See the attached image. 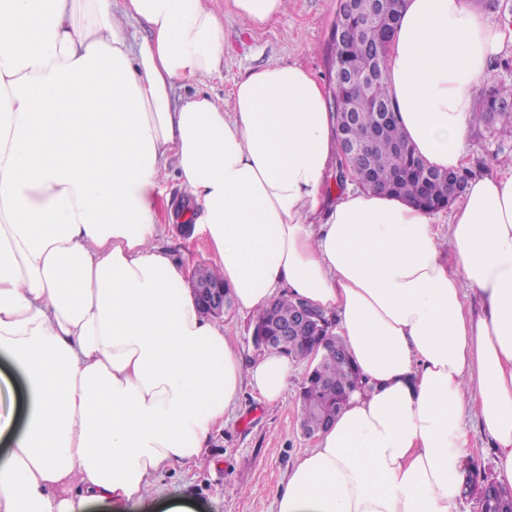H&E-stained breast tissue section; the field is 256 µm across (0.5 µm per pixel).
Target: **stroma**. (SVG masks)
<instances>
[{"label": "stroma", "mask_w": 512, "mask_h": 512, "mask_svg": "<svg viewBox=\"0 0 512 512\" xmlns=\"http://www.w3.org/2000/svg\"><path fill=\"white\" fill-rule=\"evenodd\" d=\"M224 27V65L207 84L186 83L182 97L204 91L228 98L247 73L268 66L298 63L322 85L331 81L329 43L335 0H287L285 15L262 28L239 18L231 0H210ZM502 116L470 130V171H492V156L512 153V141L499 137ZM304 372H297L275 403L243 387L234 412L216 430L199 464L174 469L159 482L168 495L189 500L196 512H276L277 489L288 470L314 440L300 429L298 396Z\"/></svg>", "instance_id": "1"}]
</instances>
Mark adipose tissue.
Wrapping results in <instances>:
<instances>
[{"instance_id": "ef3b65f1", "label": "adipose tissue", "mask_w": 512, "mask_h": 512, "mask_svg": "<svg viewBox=\"0 0 512 512\" xmlns=\"http://www.w3.org/2000/svg\"><path fill=\"white\" fill-rule=\"evenodd\" d=\"M506 38L470 0H405L385 80L430 166H468ZM223 60L208 0H0V357L26 391L21 426L0 412V512L155 503L157 475L200 458L243 385L281 399L290 359L243 367L156 243L171 174L239 308L282 291L335 315L363 378L277 512H459L470 405L512 486V164L471 177L444 220L351 181L329 196L323 86L287 64L225 104L177 97Z\"/></svg>"}]
</instances>
